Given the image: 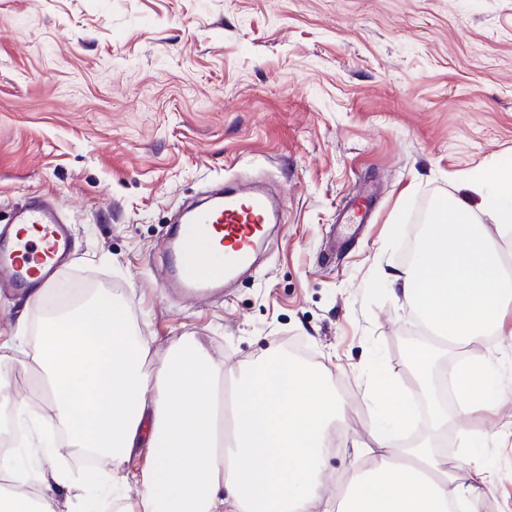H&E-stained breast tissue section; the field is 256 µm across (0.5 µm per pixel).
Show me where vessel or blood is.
I'll use <instances>...</instances> for the list:
<instances>
[{"label": "vessel or blood", "mask_w": 512, "mask_h": 512, "mask_svg": "<svg viewBox=\"0 0 512 512\" xmlns=\"http://www.w3.org/2000/svg\"><path fill=\"white\" fill-rule=\"evenodd\" d=\"M273 211L271 199L247 184L190 210L166 244V288L193 301L213 298L228 277L250 264ZM12 222L13 230L0 237V287L52 286L70 245L57 207L33 199L14 210Z\"/></svg>", "instance_id": "1"}]
</instances>
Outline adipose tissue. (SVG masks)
<instances>
[{
    "label": "adipose tissue",
    "instance_id": "1",
    "mask_svg": "<svg viewBox=\"0 0 512 512\" xmlns=\"http://www.w3.org/2000/svg\"><path fill=\"white\" fill-rule=\"evenodd\" d=\"M480 208L451 197L431 211L417 258L398 274L396 296L421 309L434 335L453 345L481 342L500 329L512 302V279L498 242L512 238V167L477 175ZM128 304L99 290L48 314L31 355L39 400L19 395L11 372L0 370V404L14 420L42 423L59 453L96 454L106 485L125 494L118 512H477L491 472L473 449L471 417L491 409L496 383L491 360L456 365L457 417L434 398L439 352L417 344L408 362L418 386L432 399L434 432L456 422L471 452L462 476L424 443L399 462L387 452L355 473L336 496L323 479L329 433L344 422L347 406L328 378L281 350L232 380L195 339L169 348L152 373L149 353ZM233 386V427L220 428L217 397ZM140 468H131L132 459ZM0 469L19 486L0 493V512H55L65 491L74 512H84L85 485L67 473L16 469L0 456Z\"/></svg>",
    "mask_w": 512,
    "mask_h": 512
}]
</instances>
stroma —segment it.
<instances>
[{
    "instance_id": "obj_1",
    "label": "stroma",
    "mask_w": 512,
    "mask_h": 512,
    "mask_svg": "<svg viewBox=\"0 0 512 512\" xmlns=\"http://www.w3.org/2000/svg\"><path fill=\"white\" fill-rule=\"evenodd\" d=\"M512 165V0H0V227L53 200L73 229L55 284L107 288L151 348L194 337L238 370L303 348L348 406L325 468L336 492L357 451L455 431L380 429L377 376L425 405L407 364L417 329L392 292L421 217L471 175ZM269 186L281 221L222 297L166 294L172 217L207 187ZM377 187L371 219L330 249L346 202ZM400 234H392L393 225ZM37 308L0 297V342L32 348ZM491 359L496 410L474 416L493 484L478 512H512V335L453 349ZM22 460L87 480L69 454Z\"/></svg>"
}]
</instances>
